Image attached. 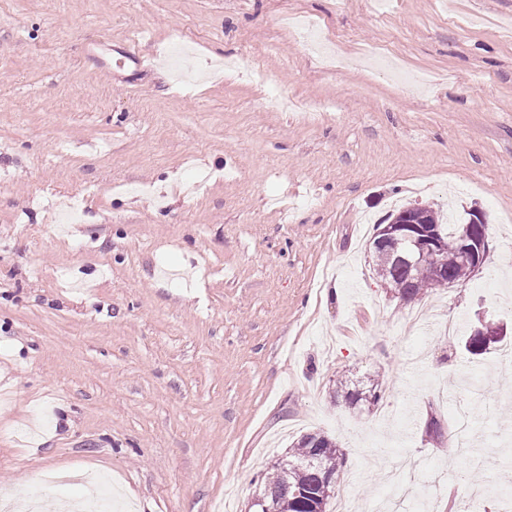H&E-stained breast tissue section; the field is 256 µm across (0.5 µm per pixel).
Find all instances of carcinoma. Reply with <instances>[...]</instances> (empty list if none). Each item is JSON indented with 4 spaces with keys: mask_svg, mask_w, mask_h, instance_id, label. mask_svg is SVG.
Instances as JSON below:
<instances>
[{
    "mask_svg": "<svg viewBox=\"0 0 512 512\" xmlns=\"http://www.w3.org/2000/svg\"><path fill=\"white\" fill-rule=\"evenodd\" d=\"M427 221L440 234L441 257L448 269L442 279L419 277L397 262L389 246L378 243L380 235L370 238L369 250L373 257V271L384 288L404 303L422 298L428 290L460 283L475 276L473 265L462 255L460 233L468 218L456 224L441 222L438 211L425 207ZM504 328L489 320L478 322L470 333L462 338L464 350L475 358L490 352L500 342ZM333 397L343 396L352 406L360 403L373 405L379 400L377 386L363 391L351 389L348 380L339 378L332 388ZM345 463V454L336 439L323 433L313 432L300 436L292 443L288 456L274 462L262 474L260 496L267 512H328L336 494V478Z\"/></svg>",
    "mask_w": 512,
    "mask_h": 512,
    "instance_id": "obj_1",
    "label": "carcinoma"
}]
</instances>
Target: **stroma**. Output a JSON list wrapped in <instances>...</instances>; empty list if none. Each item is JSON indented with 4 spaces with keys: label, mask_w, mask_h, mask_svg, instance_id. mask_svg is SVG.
Listing matches in <instances>:
<instances>
[{
    "label": "stroma",
    "mask_w": 512,
    "mask_h": 512,
    "mask_svg": "<svg viewBox=\"0 0 512 512\" xmlns=\"http://www.w3.org/2000/svg\"><path fill=\"white\" fill-rule=\"evenodd\" d=\"M124 46L146 65L121 82L100 59ZM243 57L259 76L224 69ZM398 203L480 208L482 272L387 294L368 241ZM479 317L512 326V0H0L14 512H214L230 489L248 512L310 431L336 438L360 512L400 453L411 482L445 471L434 512H465L512 485V365L460 345ZM341 376L378 403L334 401Z\"/></svg>",
    "instance_id": "1"
}]
</instances>
